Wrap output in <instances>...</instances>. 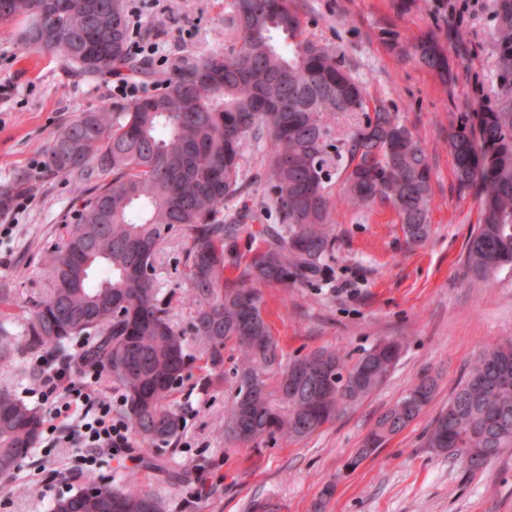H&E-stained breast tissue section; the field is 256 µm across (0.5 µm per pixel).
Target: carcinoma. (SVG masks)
<instances>
[{"label": "carcinoma", "instance_id": "1", "mask_svg": "<svg viewBox=\"0 0 512 512\" xmlns=\"http://www.w3.org/2000/svg\"><path fill=\"white\" fill-rule=\"evenodd\" d=\"M43 0H0V22L30 20L20 34L29 49L61 54L81 74L119 73L130 67V38L122 0H97L105 11L87 15L81 0H55L45 25L71 35L99 31L112 37L88 64L87 44L58 39L38 44L31 21ZM228 29L238 42L215 50L164 85L162 92L132 101L120 117L109 108L79 110L46 149L47 173L78 172L94 181L78 223L49 258L52 287L23 317L22 331L0 321V364L14 354L48 357L76 337L94 336L88 366L104 370L125 392L132 434L148 447L169 446L183 426L170 397L189 370L185 333L158 300L154 277L160 246L179 231L188 289L195 308L188 333L204 346L205 364L224 379V346L240 353L235 399L249 380L260 397L242 419L235 405L224 413V436L244 434L247 446L276 436L301 439L333 422L346 407L382 385L399 361V345L382 343L354 361L340 349L322 348L283 363L282 350L263 317L256 284L285 286L315 275L334 248L331 168L343 175L344 202L391 207L411 244L431 234L432 171L419 139L383 108L339 147L329 136L336 115L366 111L365 93L336 55L303 37L291 0H232ZM290 40L280 49L274 35ZM497 92L448 135L457 189L474 192L482 219L466 245L467 273L486 280L512 268V0H499L492 29ZM416 60L448 80V56L430 36L419 40ZM268 133L272 157L266 192L283 215L281 233L242 266L225 245L255 232L224 223V202L243 189L242 160L248 140ZM233 267L239 275L230 279ZM102 271L94 279L96 271ZM328 359L330 371L284 385L288 370ZM512 341L485 348L432 420L423 447L463 458L470 474L485 470V449H512ZM376 421L369 444L383 445L378 427L393 420L407 428L431 403L434 380L424 375ZM42 413L0 387V476L11 475L42 437ZM51 512H162L147 491H119L94 479L53 503Z\"/></svg>", "mask_w": 512, "mask_h": 512}]
</instances>
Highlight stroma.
<instances>
[{
    "instance_id": "stroma-1",
    "label": "stroma",
    "mask_w": 512,
    "mask_h": 512,
    "mask_svg": "<svg viewBox=\"0 0 512 512\" xmlns=\"http://www.w3.org/2000/svg\"><path fill=\"white\" fill-rule=\"evenodd\" d=\"M465 2L292 0L305 20V37L342 58L365 88L369 108L392 112L423 142L432 167V232L426 243L408 244L389 206H349L340 179H332L336 242L324 271L312 282L262 285L258 293L285 358L326 346L355 358L391 339L400 343L401 355L389 378L309 437L235 447L224 439V410L235 391L237 350L225 346L224 379L216 382L204 366L201 342L187 337L194 361L175 393L183 416L177 440L159 450L131 441L127 451L102 456L94 478L150 491L164 512H312L319 500L323 512H512V450L471 475L460 460L422 446L478 353L512 339V269L486 281L468 276L466 243L481 212L473 194L457 191L448 151L449 131L496 91V0H479L472 12ZM231 3L124 0L130 38L148 67L144 74H75L60 55L22 49L24 17L0 23V190L26 197L21 208L0 216V225L14 227L10 236L0 235V281L13 286L0 302L7 320L20 323L23 311L48 295L46 257L62 245L91 188L78 176L46 174L48 143L70 122L74 107L123 111L134 97L161 92L170 77L223 49ZM458 28L464 40L455 39ZM428 34L447 49L448 83L410 57ZM123 81L135 94L118 91ZM270 156L269 137L248 141L243 175L251 185L226 203L225 213L250 212L256 227L279 223L276 206L252 182L255 173H267ZM186 248V239L173 234L156 264L160 298L181 329L194 314L184 301ZM47 366L38 357H15L0 369V386L41 406L37 375ZM424 375L437 382L426 410L372 457L349 467L378 417ZM82 453L81 444H72L61 461L37 445L11 476L0 478V512H50L56 498L84 485L75 474ZM328 484L333 492L326 497Z\"/></svg>"
}]
</instances>
